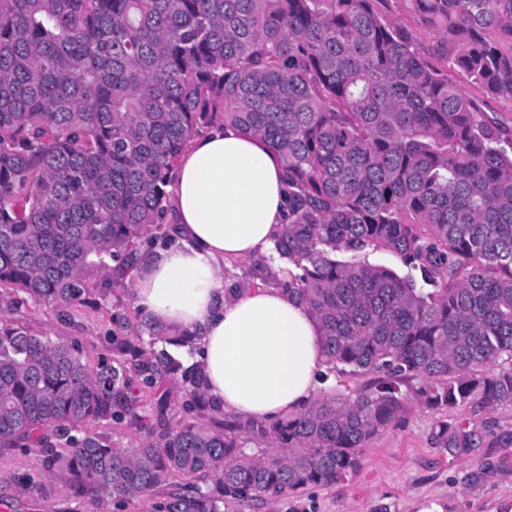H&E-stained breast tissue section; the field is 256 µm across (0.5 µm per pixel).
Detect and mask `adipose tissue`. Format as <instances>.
Wrapping results in <instances>:
<instances>
[{
  "mask_svg": "<svg viewBox=\"0 0 512 512\" xmlns=\"http://www.w3.org/2000/svg\"><path fill=\"white\" fill-rule=\"evenodd\" d=\"M167 191L175 242L133 271L136 306L195 334L193 359L226 412L274 419L300 409L324 369L317 321L271 284L225 296L222 273L225 260L269 254L281 235V158L259 137L218 127L191 140Z\"/></svg>",
  "mask_w": 512,
  "mask_h": 512,
  "instance_id": "adipose-tissue-1",
  "label": "adipose tissue"
}]
</instances>
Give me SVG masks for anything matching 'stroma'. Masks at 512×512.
<instances>
[{"mask_svg":"<svg viewBox=\"0 0 512 512\" xmlns=\"http://www.w3.org/2000/svg\"><path fill=\"white\" fill-rule=\"evenodd\" d=\"M87 280L93 303L68 315L28 301L0 305V316L51 340L78 343L88 365L97 367L109 355L104 338L115 299L104 293L112 285L108 275L94 270ZM433 423L429 411L412 406L401 422L362 448L359 469L340 483L274 503L242 505L235 512H412L413 502L425 496L442 499L446 512H493L500 498L512 497V448L493 449L475 461L456 460L431 444ZM43 471L40 453L0 456V512H97L92 499L73 494L65 476L47 479V493L37 502L10 480L14 474L38 478Z\"/></svg>","mask_w":512,"mask_h":512,"instance_id":"1","label":"stroma"}]
</instances>
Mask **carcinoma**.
Returning <instances> with one entry per match:
<instances>
[{
  "label": "carcinoma",
  "instance_id": "1",
  "mask_svg": "<svg viewBox=\"0 0 512 512\" xmlns=\"http://www.w3.org/2000/svg\"><path fill=\"white\" fill-rule=\"evenodd\" d=\"M412 2L427 49L389 0H0V287L66 314L99 269L132 300L127 276L173 241L180 154L235 126L282 158L288 222L261 272L317 319L337 380L239 418L167 350L194 337L138 309L112 314L94 371L1 319L0 455L36 448L99 503L231 512L340 483L412 402L454 459L512 447L488 417L512 407V126L448 76L512 101V0ZM104 421L145 436L117 448Z\"/></svg>",
  "mask_w": 512,
  "mask_h": 512
}]
</instances>
